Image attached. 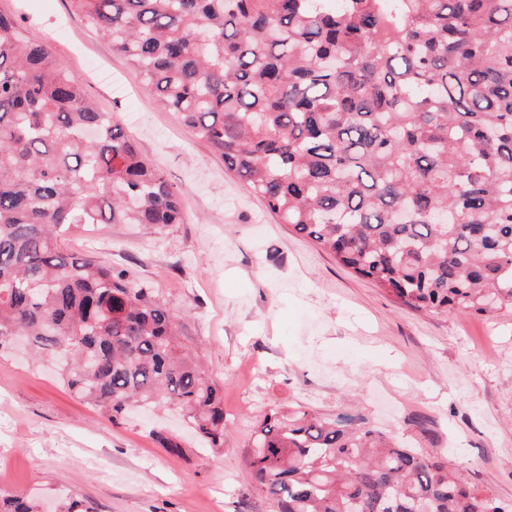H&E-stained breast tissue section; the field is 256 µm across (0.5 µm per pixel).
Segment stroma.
<instances>
[{"instance_id": "stroma-1", "label": "stroma", "mask_w": 512, "mask_h": 512, "mask_svg": "<svg viewBox=\"0 0 512 512\" xmlns=\"http://www.w3.org/2000/svg\"><path fill=\"white\" fill-rule=\"evenodd\" d=\"M48 44L183 199L184 223L76 224L70 251H96L156 288L184 344L224 390L227 435L202 447L170 409L111 420L53 364L0 353V493L39 507L68 496L94 512H269L242 501L256 423L278 409L359 413L414 448L445 455L471 488L512 504V308L496 317L403 306L311 241L160 107L72 0H0ZM176 438L183 455L154 438Z\"/></svg>"}]
</instances>
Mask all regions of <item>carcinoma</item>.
<instances>
[{
  "mask_svg": "<svg viewBox=\"0 0 512 512\" xmlns=\"http://www.w3.org/2000/svg\"><path fill=\"white\" fill-rule=\"evenodd\" d=\"M160 105L297 235L403 305L512 307V0H73ZM181 195L52 49L0 15V350L23 336L117 419L179 410L224 447L223 390L155 289L67 252L71 224L182 223ZM273 512H512L362 417L257 424ZM0 512H38L22 496Z\"/></svg>",
  "mask_w": 512,
  "mask_h": 512,
  "instance_id": "obj_1",
  "label": "carcinoma"
}]
</instances>
